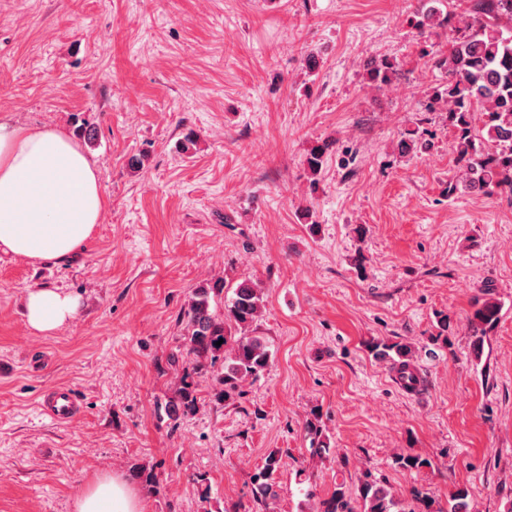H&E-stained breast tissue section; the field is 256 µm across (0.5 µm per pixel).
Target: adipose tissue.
I'll use <instances>...</instances> for the list:
<instances>
[{"mask_svg": "<svg viewBox=\"0 0 512 512\" xmlns=\"http://www.w3.org/2000/svg\"><path fill=\"white\" fill-rule=\"evenodd\" d=\"M105 205L98 169L72 138L0 115V252L65 263L91 240ZM23 301L26 324L37 333L55 332L78 315V300L57 289H28ZM75 512H143V504L134 485L112 473L76 500Z\"/></svg>", "mask_w": 512, "mask_h": 512, "instance_id": "obj_1", "label": "adipose tissue"}]
</instances>
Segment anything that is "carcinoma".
Masks as SVG:
<instances>
[{"label":"carcinoma","mask_w":512,"mask_h":512,"mask_svg":"<svg viewBox=\"0 0 512 512\" xmlns=\"http://www.w3.org/2000/svg\"><path fill=\"white\" fill-rule=\"evenodd\" d=\"M504 16L512 19V0H472L471 9L464 14L432 8L411 20L422 38H428L434 29L448 34L447 50L430 58L443 82L427 95L424 111L446 112L454 132L458 177L448 183L450 195L460 189L489 194L495 188L512 194V30L502 28ZM397 72V63L387 58L371 61L367 69L368 80L377 89L389 85ZM425 135L424 130L409 132L401 140V150L409 153L427 147ZM329 148L324 142L310 149L306 164L312 174L321 170ZM223 290L219 283L200 284L191 290L184 307L183 341L190 365L182 368L175 395L165 406L167 417L174 422L199 411L195 377L212 373L213 398L222 403L241 395L242 382L259 378L270 365V347L256 328L264 308L263 289L248 281L240 283L220 313L211 302ZM472 308L471 345L478 357L484 337L501 317V303L492 296L491 285L479 290ZM219 340L222 344L218 346ZM366 349L379 360L401 363L404 369L413 357L411 346L401 342L372 340ZM306 430L312 454L329 451L320 425L310 421ZM395 464L420 471L431 467L432 462L420 455H400ZM280 467L281 457L271 453L252 476L253 500L266 509L267 500L274 496V474ZM468 497L467 488H457L449 496L448 512H469ZM411 500L417 508L408 510L368 470L353 490L343 483L336 485L322 507L323 512H432V499L423 490L413 489Z\"/></svg>","instance_id":"obj_1"}]
</instances>
